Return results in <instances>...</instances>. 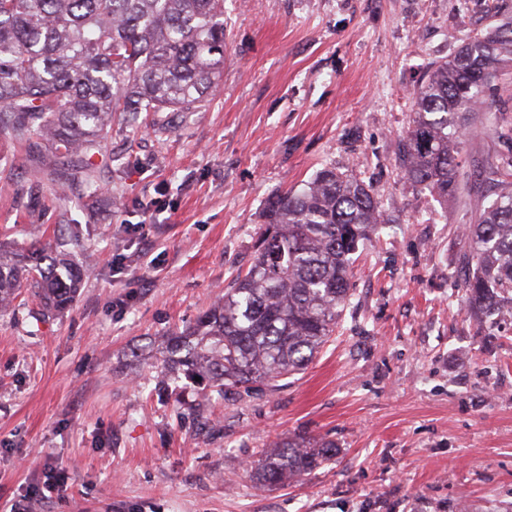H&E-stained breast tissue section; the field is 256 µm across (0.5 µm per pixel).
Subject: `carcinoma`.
<instances>
[{"mask_svg":"<svg viewBox=\"0 0 512 512\" xmlns=\"http://www.w3.org/2000/svg\"><path fill=\"white\" fill-rule=\"evenodd\" d=\"M512 63V18L461 45L411 93L412 127L398 143L402 177L446 200L459 190L470 117ZM224 69V0H0V133L44 142L39 164L57 184L80 169L100 193L92 158L112 123L141 112H193ZM484 178L493 198L463 226L467 313L485 321L512 307V159ZM386 223L372 185L324 167L298 189L272 196L254 258L193 325L162 337L157 393L200 377L203 415L213 395L278 381L305 369L334 335L350 299L360 242ZM77 233L26 246L0 241V311L23 294L36 319L76 301L88 269L71 251ZM336 442L282 440L252 464L263 487L298 479L336 456Z\"/></svg>","mask_w":512,"mask_h":512,"instance_id":"carcinoma-1","label":"carcinoma"}]
</instances>
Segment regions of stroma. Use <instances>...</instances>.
Wrapping results in <instances>:
<instances>
[{"mask_svg":"<svg viewBox=\"0 0 512 512\" xmlns=\"http://www.w3.org/2000/svg\"><path fill=\"white\" fill-rule=\"evenodd\" d=\"M495 23L486 0H224V72L161 130L113 126L90 197L0 135V233L62 224L94 269L73 307L0 313V512H512V322L462 308L460 230L512 156V74L443 200L401 178L410 93ZM372 184L387 218L360 246L340 325L309 366L230 391L155 393L149 341L195 322L253 258L267 199L323 167ZM336 458L273 490L250 464L287 437Z\"/></svg>","mask_w":512,"mask_h":512,"instance_id":"35a3bbf8","label":"stroma"}]
</instances>
